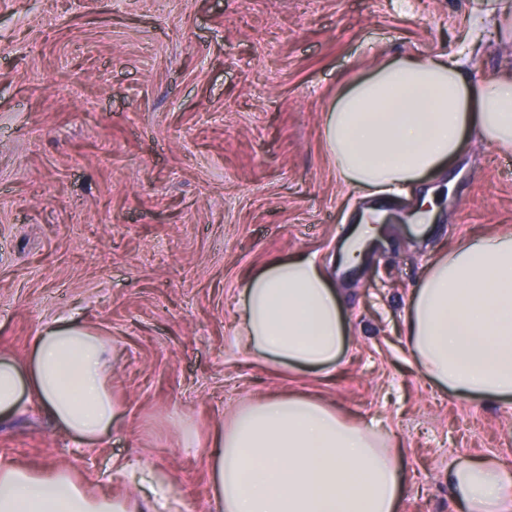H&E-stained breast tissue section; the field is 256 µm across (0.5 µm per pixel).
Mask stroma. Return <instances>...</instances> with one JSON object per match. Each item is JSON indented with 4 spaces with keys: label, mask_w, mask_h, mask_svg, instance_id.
Masks as SVG:
<instances>
[{
    "label": "stroma",
    "mask_w": 512,
    "mask_h": 512,
    "mask_svg": "<svg viewBox=\"0 0 512 512\" xmlns=\"http://www.w3.org/2000/svg\"><path fill=\"white\" fill-rule=\"evenodd\" d=\"M483 0H0V352L29 358L67 318L111 347L123 414L96 447L37 407L0 420V459L70 468L92 483L134 459L185 512H210V468L182 446L270 392L317 396L395 433L401 512H458L448 469L512 464V397L463 400L412 364L403 334L429 265L459 242L512 234V152L466 139L449 169L406 196L340 181L324 114L355 76L405 55L469 46L506 65ZM436 211L425 231L418 195ZM380 247L330 271L349 328L326 370L250 358L242 282L299 253L330 264L366 207Z\"/></svg>",
    "instance_id": "35a3bbf8"
}]
</instances>
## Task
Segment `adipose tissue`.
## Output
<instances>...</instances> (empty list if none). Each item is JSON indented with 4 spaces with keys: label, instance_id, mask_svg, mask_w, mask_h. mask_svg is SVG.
<instances>
[{
    "label": "adipose tissue",
    "instance_id": "adipose-tissue-1",
    "mask_svg": "<svg viewBox=\"0 0 512 512\" xmlns=\"http://www.w3.org/2000/svg\"><path fill=\"white\" fill-rule=\"evenodd\" d=\"M463 54L389 60L345 85L325 114L324 141L348 187L408 194L452 164L465 137L512 150V69L474 75ZM239 328L249 355L275 366L326 368L348 327L327 269L312 255L270 262L243 284ZM412 360L462 398L512 396V235L459 243L438 257L404 317ZM106 344L59 321L30 362L0 357V414L29 405L94 443L121 416L108 386ZM213 512H399L404 471L394 436L348 421L320 399L273 393L216 427L207 454ZM113 472L135 498L90 494L67 469L0 461V512H181L173 490L139 461ZM459 512H512V466L462 457L448 470Z\"/></svg>",
    "mask_w": 512,
    "mask_h": 512
}]
</instances>
